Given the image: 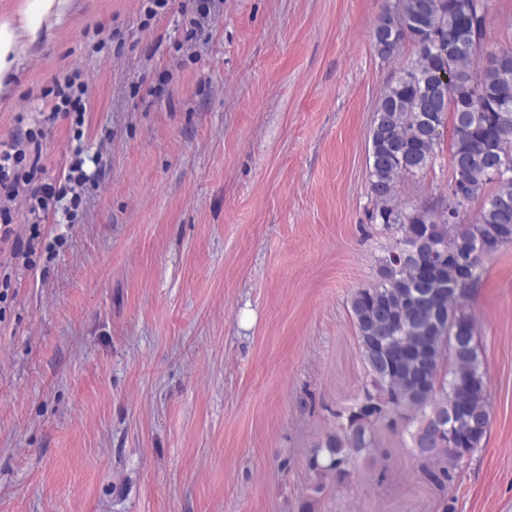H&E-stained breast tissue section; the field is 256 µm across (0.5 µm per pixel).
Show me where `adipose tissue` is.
<instances>
[{
  "label": "adipose tissue",
  "mask_w": 512,
  "mask_h": 512,
  "mask_svg": "<svg viewBox=\"0 0 512 512\" xmlns=\"http://www.w3.org/2000/svg\"><path fill=\"white\" fill-rule=\"evenodd\" d=\"M72 0H30L19 17L0 22V96L12 88L14 67L43 28L61 23Z\"/></svg>",
  "instance_id": "obj_1"
}]
</instances>
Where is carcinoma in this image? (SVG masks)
Instances as JSON below:
<instances>
[{"mask_svg":"<svg viewBox=\"0 0 512 512\" xmlns=\"http://www.w3.org/2000/svg\"><path fill=\"white\" fill-rule=\"evenodd\" d=\"M489 15L487 0H395L371 32L384 60L406 41L416 48L380 93L368 148L371 218L401 236L379 260V279L351 298L371 388L313 448L308 466L320 479L347 477L379 421L406 422L412 449L441 419L458 451L479 447L487 432L486 371L465 299L485 261L512 245V47L483 49ZM446 129L455 195L399 205L397 184L432 164ZM488 184L493 193L462 222Z\"/></svg>","mask_w":512,"mask_h":512,"instance_id":"obj_1","label":"carcinoma"}]
</instances>
